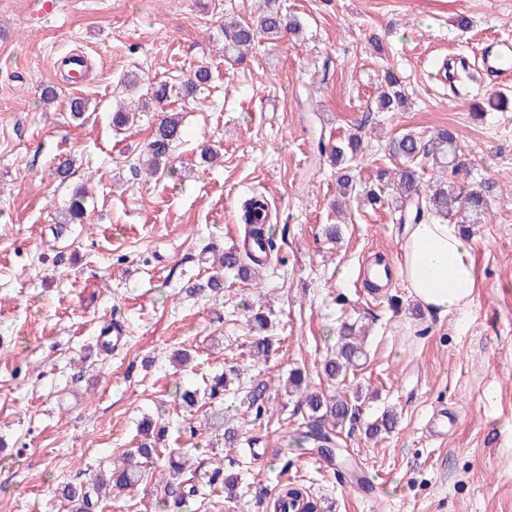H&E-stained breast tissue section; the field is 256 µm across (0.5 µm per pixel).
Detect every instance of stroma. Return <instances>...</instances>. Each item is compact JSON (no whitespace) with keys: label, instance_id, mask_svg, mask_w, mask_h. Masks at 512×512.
Segmentation results:
<instances>
[{"label":"stroma","instance_id":"obj_1","mask_svg":"<svg viewBox=\"0 0 512 512\" xmlns=\"http://www.w3.org/2000/svg\"><path fill=\"white\" fill-rule=\"evenodd\" d=\"M36 2L0 0V512H66L57 486L90 483L132 457L145 418L163 430V447L190 449L198 473L238 462L237 496L217 492L198 509L163 503L158 462L98 512H275L286 482L327 512H512V88L508 105L492 109L489 81L462 97L434 81L443 57L512 41V0H58L48 19ZM264 3L297 17L299 34L258 37L242 63L225 58L224 20ZM67 55L85 61L82 86L59 65ZM201 64L210 70L201 102L157 103L130 129L113 128V110L134 98L126 76L147 89ZM388 70L408 95L395 112L377 109ZM76 98L87 106L80 122L70 116ZM172 110L183 128L165 161L174 174L151 178L138 158ZM444 126L462 150L455 183L492 190L466 233L473 301L439 318L402 280L364 281L376 258L399 256L394 194L384 190L377 207L352 194L338 216V168L318 143L361 132L364 155L350 167L369 186L395 164L393 135L426 140ZM206 146L219 161H201ZM65 159L62 180L52 169ZM80 186L86 215L65 223ZM256 194L276 242L259 281L229 275L222 292L189 293L214 254L242 245L241 204ZM336 223L334 242L325 231ZM258 311L273 348L254 363ZM115 320L122 343L102 350L100 332ZM345 324L367 330L369 356L347 380L361 389L360 413L331 462L299 445L307 410L285 383L299 368L311 389L330 392L317 370ZM183 349L190 361L173 369ZM236 364L242 384L267 383V413L229 394L180 407L176 384L201 388ZM441 409L453 423L437 437L426 424ZM387 410L395 427L369 435ZM221 417L234 420L239 447L217 443ZM192 423L201 435L190 436ZM344 463L365 470L374 492L354 490Z\"/></svg>","mask_w":512,"mask_h":512}]
</instances>
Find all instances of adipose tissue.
Masks as SVG:
<instances>
[{"mask_svg": "<svg viewBox=\"0 0 512 512\" xmlns=\"http://www.w3.org/2000/svg\"><path fill=\"white\" fill-rule=\"evenodd\" d=\"M473 251L472 242L456 223L425 218L405 228L398 274L423 309L443 318L464 309L473 299Z\"/></svg>", "mask_w": 512, "mask_h": 512, "instance_id": "obj_1", "label": "adipose tissue"}]
</instances>
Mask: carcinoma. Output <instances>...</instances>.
Returning <instances> with one entry per match:
<instances>
[{
    "mask_svg": "<svg viewBox=\"0 0 512 512\" xmlns=\"http://www.w3.org/2000/svg\"><path fill=\"white\" fill-rule=\"evenodd\" d=\"M300 28L301 23L298 20L289 19L270 9L261 11L253 18H232L224 22L222 29L224 56L242 59L251 50L257 37L265 36L274 40L285 31L296 33ZM208 80V68L198 67L193 71V77L182 85L183 94L191 98L196 97V94L205 88ZM384 80L386 88L379 97L378 108L388 112L402 108L406 98L400 81L388 72L385 73ZM182 134L180 113H166L154 129L153 140L147 143L145 151L141 154L140 165L148 175L155 176L160 173L161 158L169 152L174 143L181 140ZM361 144V136L352 133L334 144H322L320 148L340 163L349 155H358L361 152ZM389 154L397 159V166L390 170H380L379 180L384 183L390 181L396 187L400 223H416L421 218L431 215L457 224H476L488 211L484 192L478 188H458L440 179L427 185L421 181L420 171L427 167L440 174L450 172L456 175L462 170L460 146L455 133L451 130L442 129L426 141L413 133L401 134L391 139ZM264 210L265 205L261 204L259 196H252L242 204L246 232L255 239L258 250L232 247L225 250L219 258L224 270L236 272L242 280L251 278L263 268L273 253V245L266 237L264 225L260 224V221L267 217ZM365 357L364 337L357 333L355 327L345 326L341 331L336 351L324 360L322 371L329 379L341 384L349 372L360 366L361 360ZM239 382L240 370L231 366L224 374L213 378L212 384L205 386L203 390L179 387V399L182 407L191 409L206 399L213 400L224 395L226 391L239 393L243 389ZM288 386L292 391L301 394V404L308 410V424L306 430L300 434L299 441L311 442L316 445L322 456L333 458V440L325 431V423L331 421L335 428H343L357 419L358 405L351 403L347 394L341 390L328 398L321 392L309 389L306 376L298 370L291 373ZM266 391L267 385L261 381L250 385L244 394L248 406L256 409L258 416L261 415ZM395 423V415L385 412L381 418L368 424L367 431L371 435H376L391 430ZM150 430L151 424L144 423V441L136 448V452L147 462L155 460L163 453L166 454L168 479L163 486V494L173 499L174 504L184 506L220 489L229 497L236 495L238 474L227 473L224 469L216 467L205 475L203 484H196L195 476L186 475L187 457L191 449L171 448L164 452L151 440ZM141 477V470L128 464L100 476L92 484L67 482L60 486L59 495L67 504L68 512H96L103 495L112 490H130L138 484ZM296 506L301 507V512H323L318 500L309 496L301 485L294 482L281 485L278 512H291V508Z\"/></svg>",
    "mask_w": 512,
    "mask_h": 512,
    "instance_id": "carcinoma-1",
    "label": "carcinoma"
}]
</instances>
